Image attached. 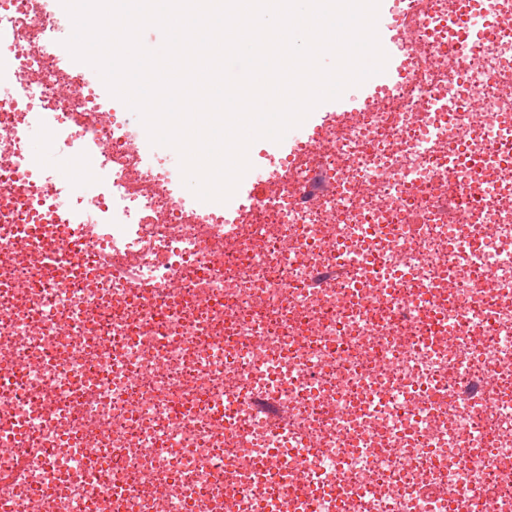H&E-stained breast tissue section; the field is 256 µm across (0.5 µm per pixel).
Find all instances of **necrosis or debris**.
Listing matches in <instances>:
<instances>
[{
	"label": "necrosis or debris",
	"mask_w": 512,
	"mask_h": 512,
	"mask_svg": "<svg viewBox=\"0 0 512 512\" xmlns=\"http://www.w3.org/2000/svg\"><path fill=\"white\" fill-rule=\"evenodd\" d=\"M45 2L0 0V512H512V0L489 45L402 0V78L216 205L73 83ZM40 130L41 132H36ZM27 142L30 153L41 159L44 166L49 169L56 179L61 183L70 185L73 192L82 191L81 195L84 197H91L95 195V179L89 180L83 177V170L90 169V162L87 160L77 161V166L81 169L75 168L67 163L70 156L61 154L55 148L52 140L46 132V128L42 126L34 127L27 135ZM73 183V184H71Z\"/></svg>",
	"instance_id": "4bbe7bcc"
}]
</instances>
